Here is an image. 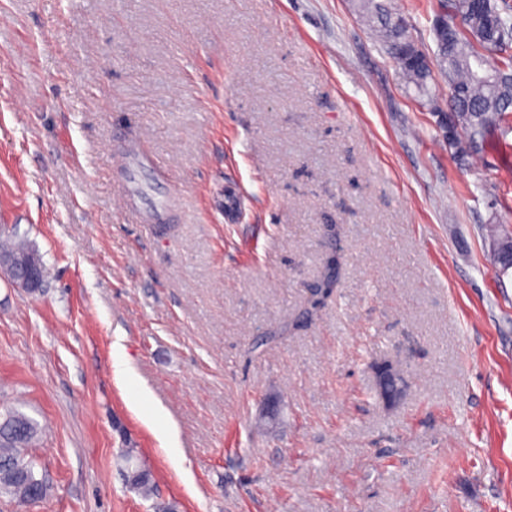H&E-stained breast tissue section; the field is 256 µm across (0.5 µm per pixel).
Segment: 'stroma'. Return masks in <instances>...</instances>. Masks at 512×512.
Listing matches in <instances>:
<instances>
[{
	"instance_id": "obj_1",
	"label": "stroma",
	"mask_w": 512,
	"mask_h": 512,
	"mask_svg": "<svg viewBox=\"0 0 512 512\" xmlns=\"http://www.w3.org/2000/svg\"><path fill=\"white\" fill-rule=\"evenodd\" d=\"M356 2L0 0V242L46 269H0V414L50 484L0 512H512V129L457 164ZM123 458L127 463L125 476L129 487L144 495L151 494L153 492V484L150 471L138 463L133 455V450H127Z\"/></svg>"
}]
</instances>
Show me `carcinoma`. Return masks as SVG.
Segmentation results:
<instances>
[{
  "label": "carcinoma",
  "instance_id": "1",
  "mask_svg": "<svg viewBox=\"0 0 512 512\" xmlns=\"http://www.w3.org/2000/svg\"><path fill=\"white\" fill-rule=\"evenodd\" d=\"M359 9L368 21L377 24L376 32L405 83L426 96L433 80L431 60L409 35L405 21L380 0H360ZM432 35L436 59L450 89L446 138L454 157L466 164L479 154L491 129L512 124V55H502L512 43V0H440ZM496 239V261L506 272L512 268L508 263L512 235L505 232ZM32 254L34 251L22 241L0 246V257L6 262ZM376 369L392 376L398 387L393 393L382 386L381 395L388 401L401 397L404 382L397 371L389 364ZM40 430L37 420L18 409L0 421V495L23 503L47 497L49 485L37 477L35 460L29 454ZM123 458L129 487L151 494L150 471L138 463L131 450Z\"/></svg>",
  "mask_w": 512,
  "mask_h": 512
}]
</instances>
